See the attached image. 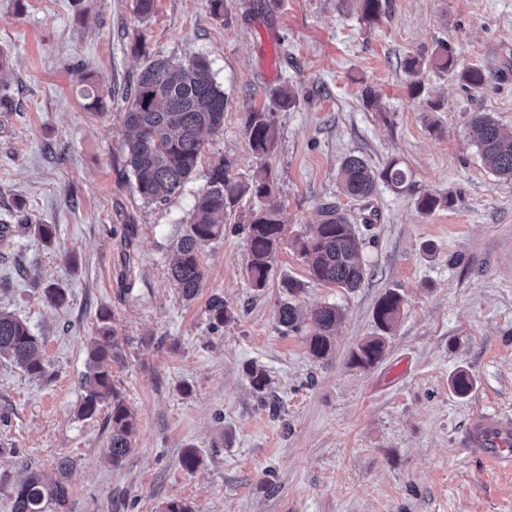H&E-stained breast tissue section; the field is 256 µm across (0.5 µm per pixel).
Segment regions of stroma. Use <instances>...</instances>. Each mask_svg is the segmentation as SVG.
<instances>
[{
	"instance_id": "obj_1",
	"label": "stroma",
	"mask_w": 512,
	"mask_h": 512,
	"mask_svg": "<svg viewBox=\"0 0 512 512\" xmlns=\"http://www.w3.org/2000/svg\"><path fill=\"white\" fill-rule=\"evenodd\" d=\"M367 26L340 0H157L139 20L134 0H0V52L10 58L0 96V224L18 212L50 225L0 245V309L42 342L43 376L0 358V512L28 471L57 479L73 463L66 512H512V469L464 446L473 411L512 413V181L496 176L469 136L473 113L512 128V0H387ZM447 42L455 70L424 66ZM206 58L227 104L224 129L204 134L199 167L169 203H144L123 166L130 86L151 58ZM489 79L463 90L461 70ZM420 82L412 95L410 85ZM93 87L99 101L80 95ZM373 100H366L365 89ZM292 90L294 106L278 102ZM274 113L266 157L245 135L248 112ZM397 161L410 187L378 183L353 201L338 190L343 157ZM242 177L269 166L287 221L266 288L254 291L240 229L242 200L221 239L205 246L193 300L169 265L213 161ZM453 208H417L424 194ZM347 213L365 241L369 274L352 292L313 281L295 240L323 204ZM132 232H125V225ZM303 310L329 302L344 319L334 353L316 361L304 336L278 329L285 280ZM61 289L63 305L45 289ZM394 290L398 323L375 367L351 364L374 336L373 310ZM220 295L234 314L212 330L205 308ZM121 342L112 379L136 419L131 453L112 466L106 412L77 413L87 351L102 313ZM266 370L258 394L246 364ZM473 387L456 395L451 377ZM197 450L194 471L180 462Z\"/></svg>"
}]
</instances>
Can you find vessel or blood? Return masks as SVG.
<instances>
[{
    "label": "vessel or blood",
    "mask_w": 512,
    "mask_h": 512,
    "mask_svg": "<svg viewBox=\"0 0 512 512\" xmlns=\"http://www.w3.org/2000/svg\"><path fill=\"white\" fill-rule=\"evenodd\" d=\"M465 444L471 454L482 460L512 467V414L500 410L474 411Z\"/></svg>",
    "instance_id": "vessel-or-blood-1"
}]
</instances>
